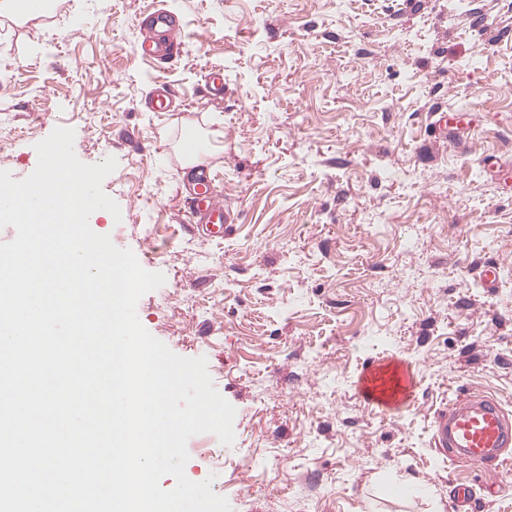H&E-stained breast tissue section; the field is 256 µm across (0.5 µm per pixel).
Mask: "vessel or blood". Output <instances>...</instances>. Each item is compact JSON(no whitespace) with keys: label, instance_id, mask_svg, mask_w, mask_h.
<instances>
[{"label":"vessel or blood","instance_id":"obj_1","mask_svg":"<svg viewBox=\"0 0 512 512\" xmlns=\"http://www.w3.org/2000/svg\"><path fill=\"white\" fill-rule=\"evenodd\" d=\"M152 37L142 42L143 59L158 60L172 56L182 44V30L176 20L162 8L149 14ZM213 171L202 167L197 171L195 194L189 201L192 219L205 233L222 237L228 218L224 205L213 194ZM365 401L378 409H388L393 400H407L409 391L392 384L385 364L369 365L363 373ZM435 445L451 461L470 465L501 460L512 447V418L501 404L487 395L460 399L440 412L434 423Z\"/></svg>","mask_w":512,"mask_h":512}]
</instances>
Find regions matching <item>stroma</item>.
I'll use <instances>...</instances> for the list:
<instances>
[{"label": "stroma", "mask_w": 512, "mask_h": 512, "mask_svg": "<svg viewBox=\"0 0 512 512\" xmlns=\"http://www.w3.org/2000/svg\"><path fill=\"white\" fill-rule=\"evenodd\" d=\"M152 6L183 29L159 66L140 56ZM160 81L174 112L151 109ZM463 102L462 152L430 115ZM59 126L83 163L117 161L102 188L121 217L90 228L165 276L139 321L206 357L236 411L232 445L189 439L191 480L232 512H453L457 482L476 512H512V458L452 467L434 445L465 394L512 412V196L485 173L512 161V0H58L0 17V170L31 174ZM189 136L211 146L220 239L184 204ZM374 361L416 382L388 413L359 392Z\"/></svg>", "instance_id": "1"}]
</instances>
